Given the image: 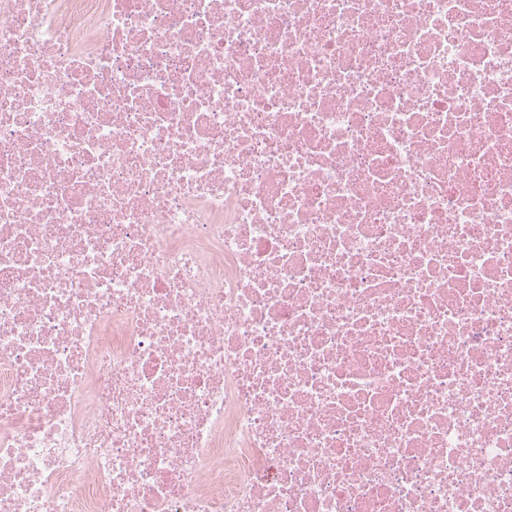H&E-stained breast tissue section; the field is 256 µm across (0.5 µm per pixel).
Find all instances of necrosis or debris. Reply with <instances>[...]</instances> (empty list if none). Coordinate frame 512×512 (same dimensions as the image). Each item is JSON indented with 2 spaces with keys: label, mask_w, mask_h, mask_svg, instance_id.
I'll use <instances>...</instances> for the list:
<instances>
[{
  "label": "necrosis or debris",
  "mask_w": 512,
  "mask_h": 512,
  "mask_svg": "<svg viewBox=\"0 0 512 512\" xmlns=\"http://www.w3.org/2000/svg\"><path fill=\"white\" fill-rule=\"evenodd\" d=\"M0 512H512V0H0Z\"/></svg>",
  "instance_id": "necrosis-or-debris-1"
}]
</instances>
